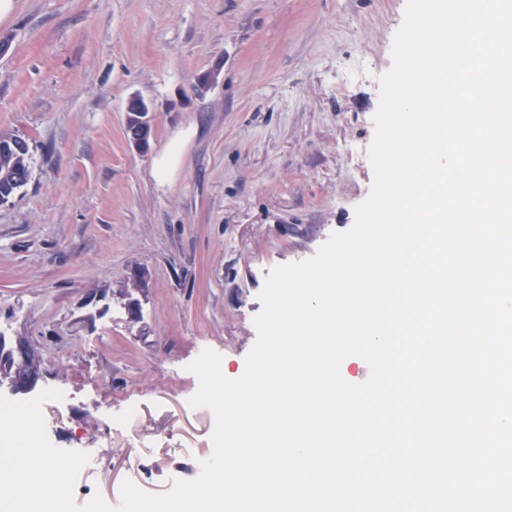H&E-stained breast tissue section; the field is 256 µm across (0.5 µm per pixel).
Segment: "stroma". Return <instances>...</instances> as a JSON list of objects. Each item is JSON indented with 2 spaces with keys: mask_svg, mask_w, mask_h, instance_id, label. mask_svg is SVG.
I'll list each match as a JSON object with an SVG mask.
<instances>
[{
  "mask_svg": "<svg viewBox=\"0 0 512 512\" xmlns=\"http://www.w3.org/2000/svg\"><path fill=\"white\" fill-rule=\"evenodd\" d=\"M406 0H12L0 132L29 182L0 203V334L61 388L76 504L198 477L215 416L191 407L209 349L242 376L277 266L349 230L372 189L381 79ZM208 84H201L202 76ZM150 108L148 153L126 104Z\"/></svg>",
  "mask_w": 512,
  "mask_h": 512,
  "instance_id": "1",
  "label": "stroma"
}]
</instances>
